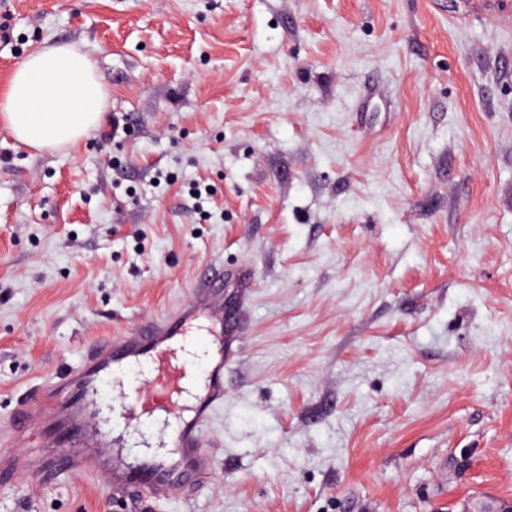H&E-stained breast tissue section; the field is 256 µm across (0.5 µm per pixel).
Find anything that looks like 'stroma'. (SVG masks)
Returning a JSON list of instances; mask_svg holds the SVG:
<instances>
[{
	"instance_id": "obj_1",
	"label": "stroma",
	"mask_w": 512,
	"mask_h": 512,
	"mask_svg": "<svg viewBox=\"0 0 512 512\" xmlns=\"http://www.w3.org/2000/svg\"><path fill=\"white\" fill-rule=\"evenodd\" d=\"M1 21L0 87L67 44L107 99L51 152L0 126V512H133L27 467L47 441L11 417L209 262L250 275L212 481L143 512L512 501V0H0Z\"/></svg>"
}]
</instances>
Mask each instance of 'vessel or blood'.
I'll use <instances>...</instances> for the list:
<instances>
[{"label": "vessel or blood", "instance_id": "1", "mask_svg": "<svg viewBox=\"0 0 512 512\" xmlns=\"http://www.w3.org/2000/svg\"><path fill=\"white\" fill-rule=\"evenodd\" d=\"M191 294L186 307L91 347L15 413V433L39 431L51 447L54 471L98 473L138 504L199 492L212 474L209 430L224 402V345L237 334L240 316L225 298L223 266L202 270ZM105 381L118 388L120 401L96 414L91 401ZM116 418L127 437L145 420L158 419L173 459L151 449L133 455L119 449L100 431Z\"/></svg>", "mask_w": 512, "mask_h": 512}]
</instances>
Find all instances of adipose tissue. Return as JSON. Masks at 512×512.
I'll list each match as a JSON object with an SVG mask.
<instances>
[{
    "label": "adipose tissue",
    "instance_id": "1",
    "mask_svg": "<svg viewBox=\"0 0 512 512\" xmlns=\"http://www.w3.org/2000/svg\"><path fill=\"white\" fill-rule=\"evenodd\" d=\"M105 103L93 55L46 43L16 66L0 90V124L23 145L52 151L94 132Z\"/></svg>",
    "mask_w": 512,
    "mask_h": 512
}]
</instances>
